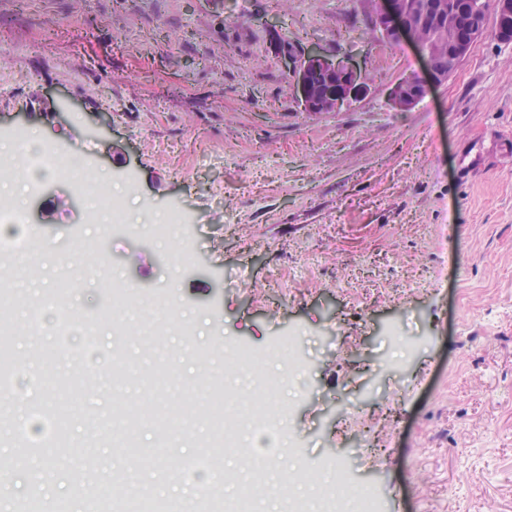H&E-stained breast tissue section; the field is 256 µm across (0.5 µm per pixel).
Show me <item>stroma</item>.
Masks as SVG:
<instances>
[{
	"instance_id": "1",
	"label": "stroma",
	"mask_w": 512,
	"mask_h": 512,
	"mask_svg": "<svg viewBox=\"0 0 512 512\" xmlns=\"http://www.w3.org/2000/svg\"><path fill=\"white\" fill-rule=\"evenodd\" d=\"M136 3L0 0V155L36 132L101 180L46 175L24 209L0 198L19 218L0 234L31 236L37 270L0 266V393L17 405L0 410V512H266L247 480L281 476L303 506L336 495V466L381 512H512V43L485 35L402 112L387 89L423 63L380 40L367 0H284L273 27L270 0ZM311 42L366 71L341 111L293 96L281 50ZM107 192L123 228L94 218ZM173 208L192 228L179 245L152 222ZM393 323L421 339L399 367ZM294 329L287 422L267 446L238 434L258 467L220 455L217 489L183 474L213 451L199 405L235 374L225 342L265 354Z\"/></svg>"
}]
</instances>
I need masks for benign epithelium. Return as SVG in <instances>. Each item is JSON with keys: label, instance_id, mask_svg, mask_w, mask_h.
I'll list each match as a JSON object with an SVG mask.
<instances>
[{"label": "benign epithelium", "instance_id": "1", "mask_svg": "<svg viewBox=\"0 0 512 512\" xmlns=\"http://www.w3.org/2000/svg\"><path fill=\"white\" fill-rule=\"evenodd\" d=\"M373 25L386 44L405 41L422 57L425 70L398 78L390 87L388 102L398 111H408L422 101L431 86L448 79L465 60L473 45L485 34L486 13L462 18L436 2L416 0H368ZM495 37L512 42V0H493ZM447 37H442V33ZM287 67L293 78L292 91L306 112H338L365 87V71L353 58L331 59L317 43L306 46L301 56L288 52ZM328 87L314 90L313 78Z\"/></svg>", "mask_w": 512, "mask_h": 512}]
</instances>
